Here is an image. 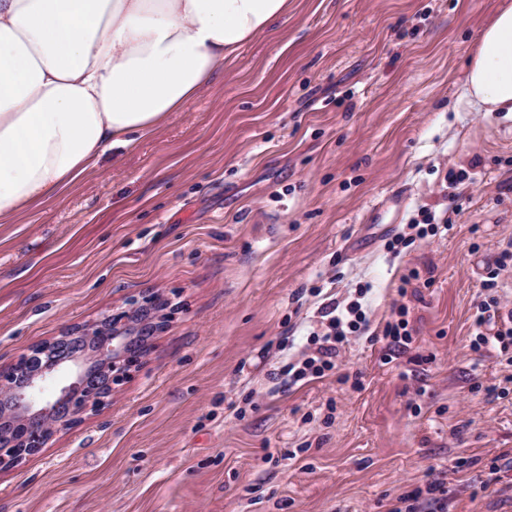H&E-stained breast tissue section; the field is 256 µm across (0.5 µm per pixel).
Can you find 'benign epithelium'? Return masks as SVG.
<instances>
[{
	"instance_id": "1",
	"label": "benign epithelium",
	"mask_w": 512,
	"mask_h": 512,
	"mask_svg": "<svg viewBox=\"0 0 512 512\" xmlns=\"http://www.w3.org/2000/svg\"><path fill=\"white\" fill-rule=\"evenodd\" d=\"M163 297L151 293L129 301L128 310L74 326L63 335L21 353L27 368L0 369V472L20 467L62 432L98 414L112 401L114 386L130 377L145 347L134 345V326L148 320L166 323ZM59 372L70 375L59 395L46 403L37 398L41 384Z\"/></svg>"
}]
</instances>
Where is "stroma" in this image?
<instances>
[{
  "mask_svg": "<svg viewBox=\"0 0 512 512\" xmlns=\"http://www.w3.org/2000/svg\"><path fill=\"white\" fill-rule=\"evenodd\" d=\"M500 2L290 0L163 127L0 222V367L143 294L170 315L106 409L0 473V512H389L432 478L449 512H512L488 470L512 365L471 347L477 302L512 308V112L465 95ZM428 211L450 230L393 254ZM359 288L412 343L356 337L288 385ZM406 314L405 309H401L400 318L387 322L383 328V339L387 340L386 348L389 351L399 350L402 346H406L412 336L409 321L404 318Z\"/></svg>",
  "mask_w": 512,
  "mask_h": 512,
  "instance_id": "obj_1",
  "label": "stroma"
}]
</instances>
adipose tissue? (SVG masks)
Segmentation results:
<instances>
[{"mask_svg": "<svg viewBox=\"0 0 512 512\" xmlns=\"http://www.w3.org/2000/svg\"><path fill=\"white\" fill-rule=\"evenodd\" d=\"M288 0H0V219L156 131ZM466 96L512 112V0L468 62Z\"/></svg>", "mask_w": 512, "mask_h": 512, "instance_id": "1", "label": "adipose tissue"}]
</instances>
